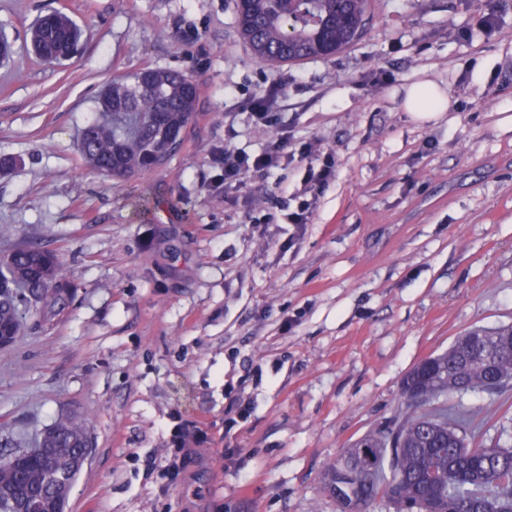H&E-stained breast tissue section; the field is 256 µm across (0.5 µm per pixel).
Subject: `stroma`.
Returning a JSON list of instances; mask_svg holds the SVG:
<instances>
[{"label":"stroma","mask_w":512,"mask_h":512,"mask_svg":"<svg viewBox=\"0 0 512 512\" xmlns=\"http://www.w3.org/2000/svg\"><path fill=\"white\" fill-rule=\"evenodd\" d=\"M54 10L84 31L60 65L30 45ZM0 35V154L16 159L0 251L40 242L77 287L0 348V429L25 445L60 414L86 419L68 512H336L326 468L398 413L406 373L512 324V0H369L357 41L276 70L240 38L235 0H0ZM144 67L191 76L198 110L164 166L92 171L77 133L105 84ZM419 82L447 112L405 111ZM273 85L277 125L261 128L251 100ZM279 127L295 160L225 189L217 152L261 151ZM306 142L336 162L327 185L304 182ZM306 201L308 223H289ZM446 403L485 445L512 444V388ZM180 423L202 436L167 484ZM403 104L405 110L414 118L426 121L448 111L449 101L446 93L437 84L422 82L408 88Z\"/></svg>","instance_id":"1"}]
</instances>
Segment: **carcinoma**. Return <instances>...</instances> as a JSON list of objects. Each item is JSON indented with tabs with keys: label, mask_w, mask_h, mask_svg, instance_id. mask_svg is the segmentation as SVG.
<instances>
[{
	"label": "carcinoma",
	"mask_w": 512,
	"mask_h": 512,
	"mask_svg": "<svg viewBox=\"0 0 512 512\" xmlns=\"http://www.w3.org/2000/svg\"><path fill=\"white\" fill-rule=\"evenodd\" d=\"M368 0H236L239 33L268 69L334 55L358 39ZM80 30L63 12L43 16L30 41L44 60L63 62L78 50ZM194 80L179 71L143 68L118 76L99 98L100 116L78 135L90 168L123 179L163 165L176 150L197 110ZM75 290L60 255L27 244L0 255V336L18 338L30 315L52 322ZM475 341L456 339L447 351L427 357L404 378V409L395 421L364 436L382 472L366 482L360 449L350 447L325 471L322 489L342 484L372 512L381 484L398 479L394 512H512V446L487 447L470 421L448 407L423 408L434 398L476 390L494 393L512 384V325L469 330ZM92 447L86 423L69 414L19 447L0 431V512H21L19 495L46 501L68 497L83 470V449Z\"/></svg>",
	"instance_id": "1"
}]
</instances>
